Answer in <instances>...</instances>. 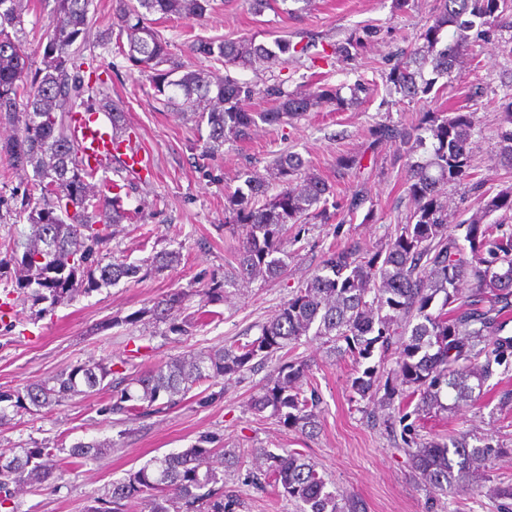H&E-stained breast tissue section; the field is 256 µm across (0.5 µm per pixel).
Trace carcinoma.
Here are the masks:
<instances>
[{
	"mask_svg": "<svg viewBox=\"0 0 512 512\" xmlns=\"http://www.w3.org/2000/svg\"><path fill=\"white\" fill-rule=\"evenodd\" d=\"M91 0H55L53 20L42 43L39 66L28 63L24 43L9 32L22 23L23 0H0V118L16 132L0 142V154L14 170H33L38 198L24 213L33 234L25 257L0 259V271L15 263L23 275L16 288L32 290L39 300L58 301L82 291L135 277L137 265L118 258H100L88 267L84 241L101 245L107 228L129 219L124 185L91 168L79 155L72 127L78 114L112 113V136L131 140L123 107L103 93L97 56L85 54L91 31ZM210 0H116L117 34L103 42L146 77L156 99L166 107L189 112L206 123L207 149L247 138L257 123L281 126L323 104L341 111L358 102L369 87L357 82L351 96H341L327 83L286 91L280 82L241 81L213 66L194 69L178 60L170 43L154 27L152 16L200 20ZM512 33V0H438L432 24L421 35L423 45L400 53L389 80L411 100L431 92L435 81L425 69L449 76L471 41H485L497 32ZM377 36L366 27L336 44L337 61L353 60L363 42ZM192 52L210 63L271 68L279 55L304 54L280 41L273 51L252 39H196ZM260 97L271 107L255 112ZM498 113V163L512 170V94L503 97ZM474 113L425 112L412 127L379 123L368 148L390 140L399 143L393 164H402L406 191L414 204L406 222L371 249L350 245L329 252L321 267L292 291L278 313L246 343L188 352L154 365L135 378L114 377L104 363H83L47 381L21 390H0V422L32 409L52 411L66 400L93 391L110 392L109 414L155 411L175 405L203 384L240 378L273 357L278 363L247 406L256 415L270 412L280 425L304 435L319 429L320 396L305 388L311 365L289 353L303 337H312L326 353L349 358L356 365L351 390L360 399L389 410L402 426L412 474L442 492L464 491L489 479L488 462L512 453L466 433L448 440L426 441L419 422L466 403L482 390L499 367L512 363V337L501 332L512 311V187L494 196L474 182L478 212L448 232V203L442 186L470 177ZM270 178L245 175L248 192L228 196V223L242 227L234 251L235 274L244 280L281 277L287 263L281 254L288 225L313 218L328 219L324 205L330 185L306 169L298 155L286 152L268 167ZM498 214L493 222L485 219ZM468 284L464 290L462 284ZM191 294L176 291L149 312L172 321L171 330L185 332L176 312ZM395 367L384 368L389 352ZM378 362H372L374 356ZM448 396L450 404L442 402ZM414 406L413 413L406 408ZM211 438L177 453L155 457L94 499L86 512H125L140 503L148 512H235L237 495L224 489V473L212 465ZM109 446L77 443L61 461V449L10 448L0 452V506L16 498L19 487L62 478L66 465H84L104 455ZM249 455L261 461L263 473L283 493L301 504L300 512H362L359 502L330 488L317 466L298 452L276 453L252 448L228 453L234 466Z\"/></svg>",
	"mask_w": 512,
	"mask_h": 512,
	"instance_id": "cac0c4a2",
	"label": "carcinoma"
}]
</instances>
